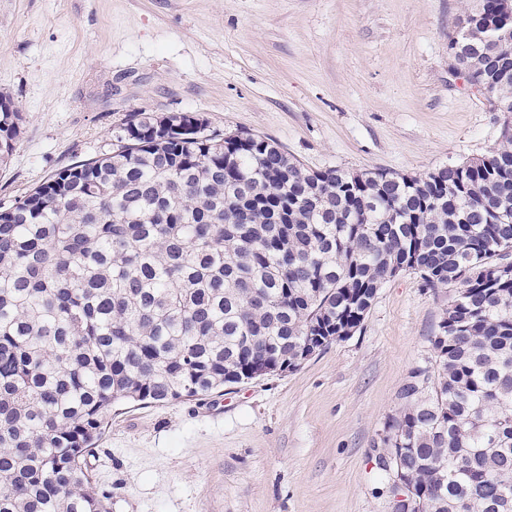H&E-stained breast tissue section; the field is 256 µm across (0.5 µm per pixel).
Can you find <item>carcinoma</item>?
Returning a JSON list of instances; mask_svg holds the SVG:
<instances>
[{
	"mask_svg": "<svg viewBox=\"0 0 512 512\" xmlns=\"http://www.w3.org/2000/svg\"><path fill=\"white\" fill-rule=\"evenodd\" d=\"M467 19L508 23L504 0ZM512 112V45L448 43ZM138 112L0 206V512H110L86 458L118 403L208 395L362 326L389 279L449 288L381 447L409 512H512V123L424 176L312 170L250 133ZM23 117L0 92V165Z\"/></svg>",
	"mask_w": 512,
	"mask_h": 512,
	"instance_id": "1",
	"label": "carcinoma"
}]
</instances>
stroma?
I'll list each match as a JSON object with an SVG mask.
<instances>
[{
    "label": "stroma",
    "mask_w": 512,
    "mask_h": 512,
    "mask_svg": "<svg viewBox=\"0 0 512 512\" xmlns=\"http://www.w3.org/2000/svg\"><path fill=\"white\" fill-rule=\"evenodd\" d=\"M477 0H0V91L24 117L9 205L108 149L133 113L191 112L313 170L420 176L480 157L512 113L451 70ZM451 295L403 272L353 336L293 371L118 404L88 470L110 512H390L375 465Z\"/></svg>",
    "instance_id": "stroma-1"
}]
</instances>
